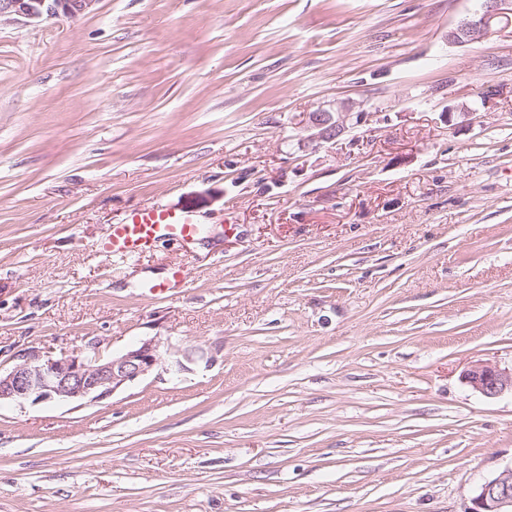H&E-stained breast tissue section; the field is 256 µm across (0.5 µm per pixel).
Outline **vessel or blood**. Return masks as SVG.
I'll list each match as a JSON object with an SVG mask.
<instances>
[{
	"instance_id": "obj_1",
	"label": "vessel or blood",
	"mask_w": 512,
	"mask_h": 512,
	"mask_svg": "<svg viewBox=\"0 0 512 512\" xmlns=\"http://www.w3.org/2000/svg\"><path fill=\"white\" fill-rule=\"evenodd\" d=\"M201 231L192 215L155 204L134 210L125 223L110 225L96 249L122 259H134L159 239L189 244L199 238Z\"/></svg>"
}]
</instances>
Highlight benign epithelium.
Wrapping results in <instances>:
<instances>
[{
  "mask_svg": "<svg viewBox=\"0 0 512 512\" xmlns=\"http://www.w3.org/2000/svg\"><path fill=\"white\" fill-rule=\"evenodd\" d=\"M98 0H0V18L39 23L46 19H74ZM512 24V0H483L480 8L448 31V42L469 44L481 40L497 22ZM370 113L353 102L334 110L319 107L302 114L300 139L305 150L316 151L349 130L364 126ZM165 342L158 336L140 340L130 348L108 354L97 342L59 357L31 349L21 362L0 372V403L23 406L28 402L63 401L81 405L100 403L127 384L151 374L161 363ZM464 382L486 398L512 393V369L476 362L462 375ZM467 512H512V463L484 480L470 499Z\"/></svg>",
  "mask_w": 512,
  "mask_h": 512,
  "instance_id": "benign-epithelium-1",
  "label": "benign epithelium"
}]
</instances>
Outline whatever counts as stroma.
I'll return each mask as SVG.
<instances>
[{"mask_svg": "<svg viewBox=\"0 0 512 512\" xmlns=\"http://www.w3.org/2000/svg\"><path fill=\"white\" fill-rule=\"evenodd\" d=\"M475 7L0 21V369L167 342L103 402L0 404V512H465L512 463V394L462 379L512 367V26L449 43ZM345 100L368 124L299 150L302 113ZM157 203L194 245L96 251ZM464 382L486 398H496L506 392L512 394V368L500 369L487 362H476L462 375Z\"/></svg>", "mask_w": 512, "mask_h": 512, "instance_id": "35a3bbf8", "label": "stroma"}]
</instances>
